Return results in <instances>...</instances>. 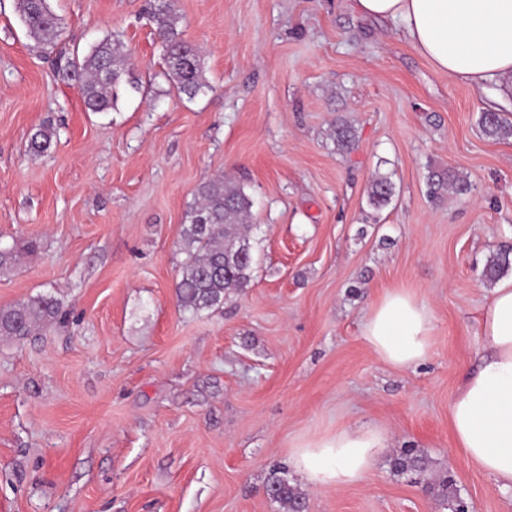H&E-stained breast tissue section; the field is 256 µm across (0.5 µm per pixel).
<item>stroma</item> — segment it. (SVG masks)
<instances>
[{
  "mask_svg": "<svg viewBox=\"0 0 512 512\" xmlns=\"http://www.w3.org/2000/svg\"><path fill=\"white\" fill-rule=\"evenodd\" d=\"M148 0H51L59 45L118 34L145 90L107 113L38 56L0 0V307L60 299L66 325L0 336V512H280L264 493L297 441L349 426L390 435L364 484L306 488L309 512H443L393 470L412 448L471 512L512 490L466 461L448 405L480 346L489 253L512 244V87L448 80L394 23L348 0H173L210 90L178 98ZM355 130L337 149V117ZM53 127L44 153L31 135ZM472 185L433 201L429 171ZM221 174L252 200L257 265L222 308L178 307L181 229ZM390 176L392 204L367 202ZM403 288L434 316L417 367L379 359L371 306ZM478 124L486 137L498 140L512 137V122L497 112L482 113ZM395 196V186L390 176L377 174L372 177L367 189L369 205L374 210H382L388 207Z\"/></svg>",
  "mask_w": 512,
  "mask_h": 512,
  "instance_id": "35a3bbf8",
  "label": "stroma"
}]
</instances>
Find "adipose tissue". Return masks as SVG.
<instances>
[{"mask_svg": "<svg viewBox=\"0 0 512 512\" xmlns=\"http://www.w3.org/2000/svg\"><path fill=\"white\" fill-rule=\"evenodd\" d=\"M359 14L397 22L408 42L449 79L480 88L512 79V0H352ZM433 315L404 289L371 308L364 336L386 364L410 368L432 346ZM480 347L448 407L457 448L503 488L512 489V278L494 288L480 321ZM389 435L344 427L295 444L291 464L313 488L364 483Z\"/></svg>", "mask_w": 512, "mask_h": 512, "instance_id": "1", "label": "adipose tissue"}]
</instances>
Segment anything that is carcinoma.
Listing matches in <instances>:
<instances>
[{"label":"carcinoma","mask_w":512,"mask_h":512,"mask_svg":"<svg viewBox=\"0 0 512 512\" xmlns=\"http://www.w3.org/2000/svg\"><path fill=\"white\" fill-rule=\"evenodd\" d=\"M16 8L25 27L26 36L40 55L55 56L58 76L79 83L85 107L104 113L116 106L120 92L140 91L131 76L128 57L119 36L107 34L95 41L81 58L69 56L58 49L59 18L50 0H17ZM150 21L160 40L165 57L166 78L180 95L192 100L210 88L205 75L201 50L187 42L179 30L180 17L171 0H155L149 8ZM481 132L492 139L512 137V122L497 112H484L479 117ZM56 133L43 127L33 134L30 150L41 154L51 148ZM356 144L352 126L345 118L336 119V147L351 151ZM470 184L465 178L430 172L427 193L442 201L448 194L462 196ZM395 196V186L388 175L372 177L367 189L369 205L379 211L388 207ZM197 201L187 211L182 229L184 259L180 264V280L176 285L179 305L194 313L210 311L224 305V297L247 287L254 265L253 245L244 223L252 202L238 187L215 176L201 182L196 189ZM512 269V245H502L492 253L482 271L484 279L495 283ZM66 321L63 303L52 295H38L17 305L0 308V335L23 339L40 327ZM396 472L417 477L426 470L423 458L409 449L393 462ZM265 491L269 499L287 507L288 512L307 504L280 469L271 470Z\"/></svg>","instance_id":"cac0c4a2"}]
</instances>
